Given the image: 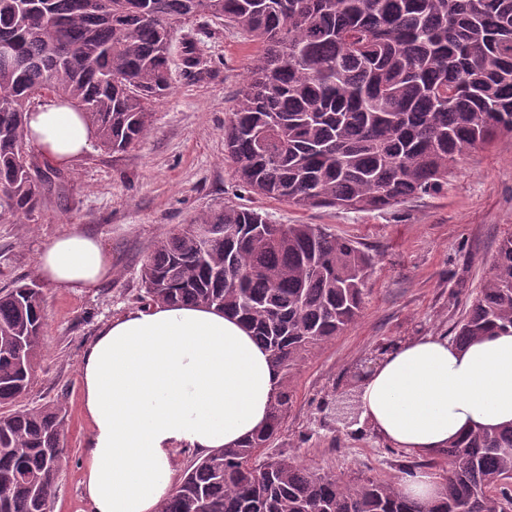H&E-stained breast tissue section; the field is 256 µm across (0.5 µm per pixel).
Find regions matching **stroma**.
<instances>
[{"label":"stroma","instance_id":"obj_1","mask_svg":"<svg viewBox=\"0 0 512 512\" xmlns=\"http://www.w3.org/2000/svg\"><path fill=\"white\" fill-rule=\"evenodd\" d=\"M194 42L200 67L183 66ZM258 49L237 30L198 16L171 33L172 90L153 106L150 132L122 153L90 148L68 165L40 159L52 188L33 220L0 222V288L38 282L39 250L79 226L99 234L112 276L73 294L43 285L47 326L34 381L20 406L47 402L68 415L67 466L51 512H89L84 454L91 432L80 365L89 342L111 319L141 308V268L153 245L197 215L251 207L276 224H319L349 237L374 259L361 317L294 373L297 399L265 457L288 455L343 479L400 477L411 453L359 423L335 421L331 405L352 388L350 373L387 345L453 337L512 235V135L476 148L451 168L448 187L383 211L302 210L252 194L224 153V125Z\"/></svg>","mask_w":512,"mask_h":512}]
</instances>
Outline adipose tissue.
Segmentation results:
<instances>
[{"label": "adipose tissue", "mask_w": 512, "mask_h": 512, "mask_svg": "<svg viewBox=\"0 0 512 512\" xmlns=\"http://www.w3.org/2000/svg\"><path fill=\"white\" fill-rule=\"evenodd\" d=\"M29 139L66 164L94 132L48 102ZM40 278L81 293L111 278L99 236L75 227L37 256ZM92 425L84 488L92 512H158L172 493L179 452L236 445L262 427L278 382L267 352L238 318L204 306L158 305L106 324L81 367ZM361 418L383 439L421 455L483 426L512 423V334L465 345L424 336L396 346L359 389Z\"/></svg>", "instance_id": "adipose-tissue-1"}]
</instances>
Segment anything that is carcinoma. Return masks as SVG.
<instances>
[{
  "instance_id": "cac0c4a2",
  "label": "carcinoma",
  "mask_w": 512,
  "mask_h": 512,
  "mask_svg": "<svg viewBox=\"0 0 512 512\" xmlns=\"http://www.w3.org/2000/svg\"><path fill=\"white\" fill-rule=\"evenodd\" d=\"M0 0V220L31 219L50 177L28 150L26 113L47 92L82 113L98 147L124 152L172 90V27L208 15L262 48L224 125V150L254 194L295 207L381 211L448 187V169L512 133V0ZM373 258L317 224L253 208L206 212L156 242L142 302L238 317L279 381L264 427L187 470L159 512H509L512 426L483 427L402 468L448 459L429 502L387 480H343L291 456L279 437L292 370L361 314ZM46 322L40 288L0 290V512H49L66 465L65 411L15 409ZM512 330V237L455 342Z\"/></svg>"
}]
</instances>
